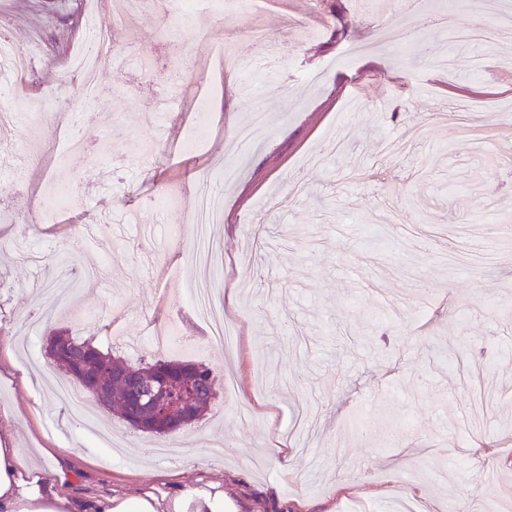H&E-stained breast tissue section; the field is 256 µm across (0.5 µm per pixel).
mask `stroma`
I'll return each mask as SVG.
<instances>
[{"label":"stroma","mask_w":512,"mask_h":512,"mask_svg":"<svg viewBox=\"0 0 512 512\" xmlns=\"http://www.w3.org/2000/svg\"><path fill=\"white\" fill-rule=\"evenodd\" d=\"M257 23L288 38L277 68L239 37ZM111 24L107 4L0 0V37L30 60L25 110L0 134V437L58 449L77 496L198 480L221 484L224 512H512L496 496L512 491V41L443 67L398 50L390 0H216L136 19L98 67L110 106L73 119L68 62ZM224 46L237 63L212 73ZM256 109L246 147L235 131ZM203 189L223 197L214 300L237 341L185 354L151 343L209 334L163 206L193 219ZM403 214L434 250L408 242ZM54 329L212 370L217 397L177 457L100 407L139 461L104 456L35 366Z\"/></svg>","instance_id":"1"}]
</instances>
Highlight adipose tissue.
I'll use <instances>...</instances> for the list:
<instances>
[{"label": "adipose tissue", "mask_w": 512, "mask_h": 512, "mask_svg": "<svg viewBox=\"0 0 512 512\" xmlns=\"http://www.w3.org/2000/svg\"><path fill=\"white\" fill-rule=\"evenodd\" d=\"M71 471L28 465L15 445L0 441V512H224L218 485L187 486L169 499L153 493L78 498Z\"/></svg>", "instance_id": "adipose-tissue-1"}]
</instances>
